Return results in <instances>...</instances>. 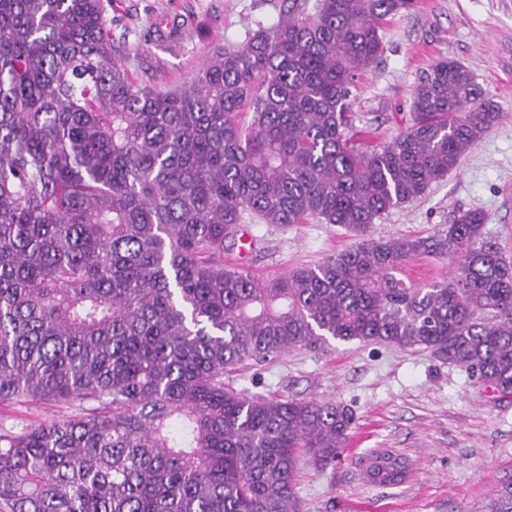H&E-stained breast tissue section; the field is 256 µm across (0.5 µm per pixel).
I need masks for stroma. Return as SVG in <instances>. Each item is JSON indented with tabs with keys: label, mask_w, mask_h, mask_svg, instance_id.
I'll list each match as a JSON object with an SVG mask.
<instances>
[{
	"label": "stroma",
	"mask_w": 512,
	"mask_h": 512,
	"mask_svg": "<svg viewBox=\"0 0 512 512\" xmlns=\"http://www.w3.org/2000/svg\"><path fill=\"white\" fill-rule=\"evenodd\" d=\"M119 61L129 75L161 89L190 81L219 45L245 41L258 24L276 21L284 0H103ZM383 52L352 88L354 139L382 142L404 129L420 80L442 60H455L499 105L500 122L460 166L425 195L390 210L374 237L430 236L456 212L488 213V237L512 256V0H416L381 31ZM256 245L226 263L275 278L353 245L342 227L316 221L277 228L251 224ZM226 384L249 394L331 401L355 423L339 461L305 466L295 481L303 512H484L512 482V398L502 400L461 367L431 352L384 343L329 341L293 349L273 362L236 366ZM53 402L0 403V433L74 415ZM409 465L405 481L368 480L369 457L381 450Z\"/></svg>",
	"instance_id": "35a3bbf8"
}]
</instances>
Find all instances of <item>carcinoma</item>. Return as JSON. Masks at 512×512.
<instances>
[{"label":"carcinoma","mask_w":512,"mask_h":512,"mask_svg":"<svg viewBox=\"0 0 512 512\" xmlns=\"http://www.w3.org/2000/svg\"><path fill=\"white\" fill-rule=\"evenodd\" d=\"M414 7L289 0L163 91L116 60L101 0H0V400L81 410L0 434V507L301 512L295 475L336 462L352 410L248 396L224 370L330 339L421 347L512 396V258L487 240L488 214L372 234L459 167L499 106L441 61L397 135L345 136L381 26ZM309 220L355 244L274 279L224 263L243 225ZM424 255L449 276L407 284ZM403 469L372 458L382 483ZM487 512H512V483Z\"/></svg>","instance_id":"1"}]
</instances>
